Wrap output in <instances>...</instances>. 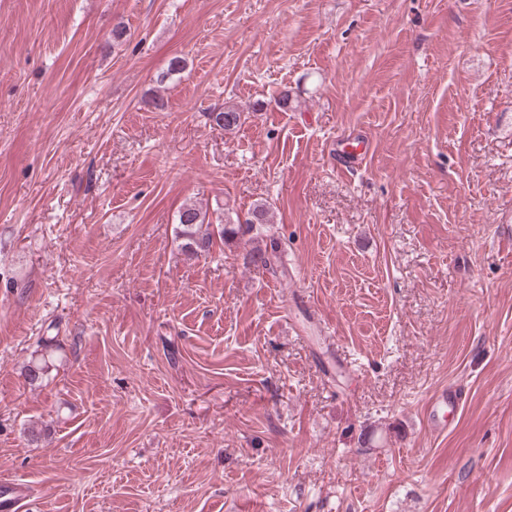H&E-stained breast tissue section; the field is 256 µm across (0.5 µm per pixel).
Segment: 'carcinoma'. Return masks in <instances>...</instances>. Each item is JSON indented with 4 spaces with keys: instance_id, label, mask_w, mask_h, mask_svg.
<instances>
[{
    "instance_id": "cac0c4a2",
    "label": "carcinoma",
    "mask_w": 512,
    "mask_h": 512,
    "mask_svg": "<svg viewBox=\"0 0 512 512\" xmlns=\"http://www.w3.org/2000/svg\"><path fill=\"white\" fill-rule=\"evenodd\" d=\"M243 112L239 109L226 106L224 110L215 113L214 120L217 125L226 131H233L242 124ZM270 206L262 203L256 204L250 212V217L242 224H225L216 231L208 220L207 214L202 210L187 206L179 214L178 237L183 239L182 249L192 256H199L210 251L213 236L220 234L228 240L254 230L255 226L270 223ZM281 243L275 237L269 238L265 248L257 249L250 255V263L262 267L272 274L278 273ZM49 370L48 354L41 355L25 367V377L30 383H36L47 375Z\"/></svg>"
}]
</instances>
